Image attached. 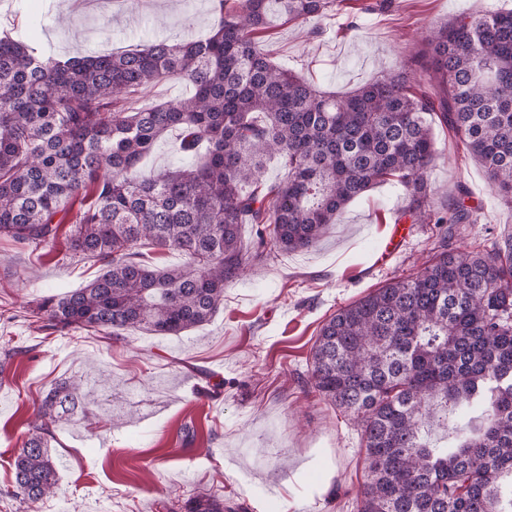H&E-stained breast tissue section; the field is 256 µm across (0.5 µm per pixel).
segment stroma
<instances>
[{"mask_svg":"<svg viewBox=\"0 0 512 512\" xmlns=\"http://www.w3.org/2000/svg\"><path fill=\"white\" fill-rule=\"evenodd\" d=\"M211 0H0V37L44 55L135 48L154 38L208 32ZM512 9V0H336L309 23L283 22L263 44L277 66L344 94L398 69L409 51L461 15ZM429 175L436 203L464 196L475 223L457 237L486 248L512 229V206L442 125ZM387 182L350 203L319 243L272 251L224 290L210 322L178 336L48 334L22 317L42 299L84 287L94 262L66 256L61 225L43 256L0 239V512H169L208 494L234 512H356L366 480L360 428L307 392L310 351L322 324L394 277L417 272L438 228L413 224L391 261L376 265L396 211ZM80 379L83 411L54 427V494L28 506L7 495L28 422L54 384Z\"/></svg>","mask_w":512,"mask_h":512,"instance_id":"35a3bbf8","label":"stroma"}]
</instances>
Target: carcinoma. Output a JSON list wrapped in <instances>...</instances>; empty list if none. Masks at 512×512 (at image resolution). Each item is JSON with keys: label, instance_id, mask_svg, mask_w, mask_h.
Segmentation results:
<instances>
[{"label": "carcinoma", "instance_id": "1", "mask_svg": "<svg viewBox=\"0 0 512 512\" xmlns=\"http://www.w3.org/2000/svg\"><path fill=\"white\" fill-rule=\"evenodd\" d=\"M334 2L214 0L206 36L120 53L58 58L0 38V238L51 249L69 222L72 256L103 266L24 318L61 334L178 336L212 319L248 263L314 245L347 204L393 181L408 198L399 219L439 227L435 254L322 325L308 388L361 426L357 512H512V232L485 252L454 245L472 210L436 205L428 184L436 119L512 205V11L444 24L398 71L338 96L260 44L278 22L316 20ZM168 80L193 93L130 106ZM172 130L201 161L143 173ZM273 156L286 177L266 184ZM146 245L186 262L153 267ZM77 389L52 388L29 425L11 491L24 503L54 493L53 426ZM179 509L224 512V500Z\"/></svg>", "mask_w": 512, "mask_h": 512}]
</instances>
